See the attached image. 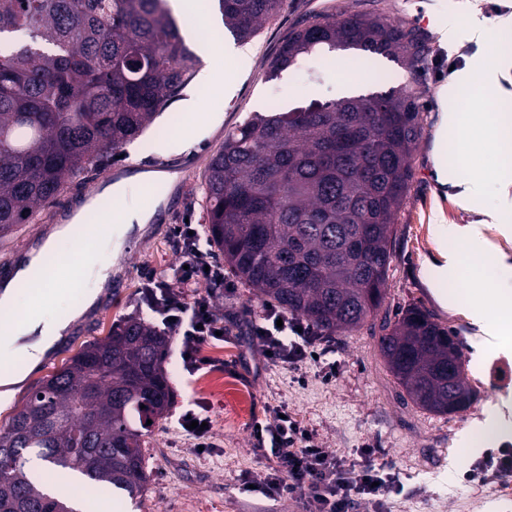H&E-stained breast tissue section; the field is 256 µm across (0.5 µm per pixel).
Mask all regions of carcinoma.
Instances as JSON below:
<instances>
[{
	"label": "carcinoma",
	"mask_w": 512,
	"mask_h": 512,
	"mask_svg": "<svg viewBox=\"0 0 512 512\" xmlns=\"http://www.w3.org/2000/svg\"><path fill=\"white\" fill-rule=\"evenodd\" d=\"M216 2L239 40L288 7ZM317 49L382 56L414 74L428 52L377 12L323 13L288 35L268 77ZM197 62L168 0H0V239L108 167ZM422 130L406 88L256 112L225 134L201 202L204 233L236 278L327 336L369 326L406 396L444 416L477 401L458 343L417 308L382 311ZM167 343L132 314L42 382L0 428V512H79L30 479L32 454L110 493L143 491L147 421L171 404Z\"/></svg>",
	"instance_id": "obj_1"
}]
</instances>
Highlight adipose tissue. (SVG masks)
I'll list each match as a JSON object with an SVG mask.
<instances>
[{
	"instance_id": "adipose-tissue-1",
	"label": "adipose tissue",
	"mask_w": 512,
	"mask_h": 512,
	"mask_svg": "<svg viewBox=\"0 0 512 512\" xmlns=\"http://www.w3.org/2000/svg\"><path fill=\"white\" fill-rule=\"evenodd\" d=\"M504 55H472L466 67L455 72L440 90V138L436 144L435 166L441 185L454 188V198L464 209L480 213L476 224H452L447 230L448 243L442 252L441 280L450 285L449 303L463 304L467 314L483 325L488 335L500 342H512V262L507 257L488 252L483 231L494 225L503 233L512 232V92L503 88ZM201 85L212 88L209 111H197L194 100H186L188 126L181 137L158 144L162 154L187 151L195 140L206 135L222 116L224 98L234 90L213 66L206 65L198 75ZM483 92L491 95L496 106L489 112L464 111L465 97ZM488 144L495 154L493 169L465 167L466 157L477 142ZM138 179L154 186L157 198H164L175 183L176 174L167 171L140 173ZM135 179V180H138ZM499 186L495 208L483 206L489 180ZM133 179L108 183L104 191L117 202V210L103 214L93 235H86L84 213L73 215L69 223L59 225L43 242L26 254L13 281L0 290V315L7 317L9 330L0 338V384L22 381L24 371L13 368L17 353H24L26 366L36 367L54 344L65 336L73 322L81 319L85 307L93 306L98 293L112 279V262L123 249L134 225L146 224L150 211L128 203L134 189ZM71 245L63 260L70 269V279L46 277L47 259L55 255L59 242ZM91 275L95 288L86 295L84 308L66 316H48L44 302L58 296L67 281H79ZM496 404H489L483 421L467 427L460 438L457 456L466 458L507 433Z\"/></svg>"
}]
</instances>
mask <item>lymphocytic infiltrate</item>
Instances as JSON below:
<instances>
[{
    "label": "lymphocytic infiltrate",
    "mask_w": 512,
    "mask_h": 512,
    "mask_svg": "<svg viewBox=\"0 0 512 512\" xmlns=\"http://www.w3.org/2000/svg\"><path fill=\"white\" fill-rule=\"evenodd\" d=\"M174 232L180 244L178 262L168 272L148 275L141 302L166 335L180 337L183 367L194 373L208 363L203 344L225 329L210 291L222 288L230 294L234 285L201 248L199 234L190 233L185 224L176 225ZM248 331L252 345L265 352L266 364L295 372L312 367L323 382L335 379L336 350L310 323L267 305L249 320ZM252 436L257 447L269 448L275 460L257 480L258 492L298 495L305 512H352L357 502L378 499L390 490L391 478L375 464L373 449H362L360 462L346 463L323 448L315 431L287 405L271 407L269 420L253 429Z\"/></svg>",
    "instance_id": "1"
}]
</instances>
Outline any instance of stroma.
<instances>
[{"instance_id": "35a3bbf8", "label": "stroma", "mask_w": 512, "mask_h": 512, "mask_svg": "<svg viewBox=\"0 0 512 512\" xmlns=\"http://www.w3.org/2000/svg\"><path fill=\"white\" fill-rule=\"evenodd\" d=\"M462 1L383 0L388 19L414 28L430 48L427 68L417 82L400 64L384 57L342 51L312 53L307 59V74H300L293 66L276 79L268 78V64L289 34L319 12L357 11L360 0H292L288 10L250 41L252 53L244 63L224 54V45L232 36L225 31L220 16H213L203 40L215 47L213 63L225 80L237 85L235 94L224 101L221 121L189 151L157 152V144L169 137V122L181 128L186 125L182 100L193 97L199 111L209 109L210 89L189 82L179 99L125 146L122 158L67 185L38 223L22 225L0 243L2 263L21 256L107 181L153 170L179 175L165 205L142 234L128 240L111 287L102 291L96 304L72 324L67 335L23 381L11 386L8 400L0 401V426L6 425L25 398L85 344L107 336L124 317L137 313L146 276L177 263L172 229L184 222L203 224L200 184L211 157L224 143L225 132L275 104L294 108L315 98L341 99L347 93L341 81L345 74L350 75L352 91L357 94L410 87L421 94L424 132L414 152L411 188L397 218L385 307L393 314L419 306L457 336L469 364L467 378L479 393L476 406L452 416L415 407L387 369L375 338L366 328L354 336L333 337L341 366L332 382H322L310 372L301 383L288 369L264 366L260 350L246 335L248 317L259 313L264 303L241 284L233 294L219 291L214 296V305L230 333L224 340L203 345L208 366L188 374L180 358V339H169L164 366L174 400L148 438L150 480L146 489L134 498L94 491L82 502L83 512H303L296 497L285 494L267 498L243 489L245 482L273 464L270 453L255 448L251 427L266 421L269 408L282 403L316 431L326 448L351 458L358 449H377L378 461L385 464L396 483L384 497L383 507L364 501L355 512H490L494 506L512 505V490L503 493L495 483L468 478L470 466L481 462L482 454L463 459L456 476L448 474L461 430L483 420L487 402L497 403L505 418L512 421V344H500L473 324L462 308L449 306L443 298L445 288L436 283L433 270L441 262L437 219L449 224H473L479 219L478 214L455 203L453 188L440 186L435 174L439 90L453 69L463 68L469 56L487 50L489 44L467 42L452 51L441 45L437 18L445 12L460 13ZM197 405L207 409L211 419L212 446L203 454L193 450L178 425L179 416Z\"/></svg>"}]
</instances>
